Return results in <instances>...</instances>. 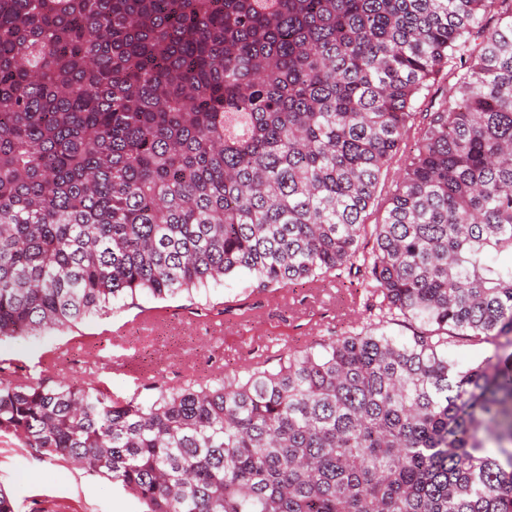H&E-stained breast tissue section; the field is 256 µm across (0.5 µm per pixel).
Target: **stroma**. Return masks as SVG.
Wrapping results in <instances>:
<instances>
[{"mask_svg": "<svg viewBox=\"0 0 512 512\" xmlns=\"http://www.w3.org/2000/svg\"><path fill=\"white\" fill-rule=\"evenodd\" d=\"M408 131L386 165L375 201L365 214L381 222L415 148ZM360 279L334 276L258 292L249 280L228 277L209 292L136 303L91 317L77 327L0 345L7 379L51 376L99 384L108 396L147 401L151 384L169 387L243 370L258 357L277 360L288 349L361 330L374 315L365 308ZM0 486L10 490L19 512H142L141 504L104 478L63 462L40 459L8 436H0Z\"/></svg>", "mask_w": 512, "mask_h": 512, "instance_id": "1", "label": "stroma"}]
</instances>
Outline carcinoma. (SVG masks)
Segmentation results:
<instances>
[{
	"instance_id": "cac0c4a2",
	"label": "carcinoma",
	"mask_w": 512,
	"mask_h": 512,
	"mask_svg": "<svg viewBox=\"0 0 512 512\" xmlns=\"http://www.w3.org/2000/svg\"><path fill=\"white\" fill-rule=\"evenodd\" d=\"M506 2L0 0V342L337 271L412 328L148 402L0 378V433L144 512H512V366L448 360L450 332L512 349ZM451 63L456 93L364 223ZM462 73L463 70L459 64L449 65L436 76L434 81L430 82L429 90L416 99L413 111L418 113L415 126L404 135L399 152L388 161L377 189L375 201L365 214L366 224H378L385 216L388 199L397 189L405 162L415 148L416 128L419 121H422L424 113L432 112L438 102L453 90Z\"/></svg>"
}]
</instances>
